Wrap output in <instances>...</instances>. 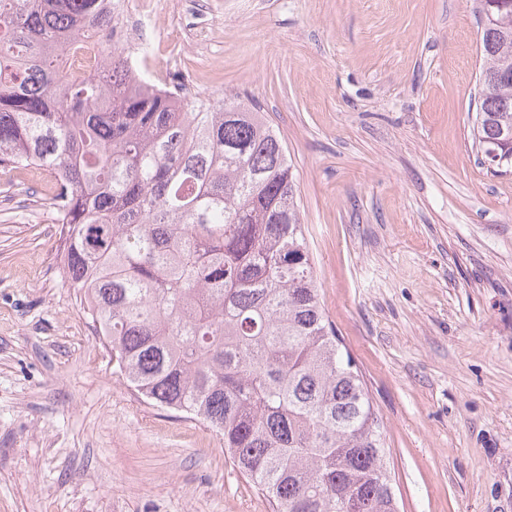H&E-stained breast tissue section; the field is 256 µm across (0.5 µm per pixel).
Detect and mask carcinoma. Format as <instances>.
I'll return each instance as SVG.
<instances>
[{
  "label": "carcinoma",
  "mask_w": 512,
  "mask_h": 512,
  "mask_svg": "<svg viewBox=\"0 0 512 512\" xmlns=\"http://www.w3.org/2000/svg\"><path fill=\"white\" fill-rule=\"evenodd\" d=\"M470 130L512 168V0H479ZM103 0H0V167L54 177L69 282L148 402L200 419L273 512H399L363 376L321 305L296 180L257 106L149 84L124 48L75 78Z\"/></svg>",
  "instance_id": "1"
}]
</instances>
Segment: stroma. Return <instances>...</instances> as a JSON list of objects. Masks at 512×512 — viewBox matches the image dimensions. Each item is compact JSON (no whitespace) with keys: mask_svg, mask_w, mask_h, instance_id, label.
I'll return each instance as SVG.
<instances>
[{"mask_svg":"<svg viewBox=\"0 0 512 512\" xmlns=\"http://www.w3.org/2000/svg\"><path fill=\"white\" fill-rule=\"evenodd\" d=\"M133 0L156 85L279 132L327 317L400 512H512V172L470 129L477 0ZM53 182L0 169V512H272L199 420L144 401L65 281Z\"/></svg>","mask_w":512,"mask_h":512,"instance_id":"stroma-1","label":"stroma"}]
</instances>
